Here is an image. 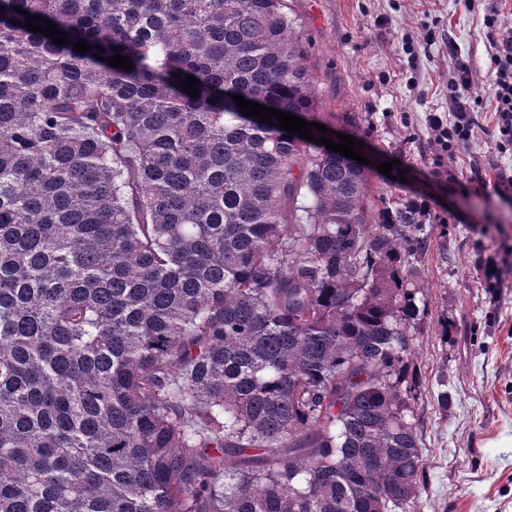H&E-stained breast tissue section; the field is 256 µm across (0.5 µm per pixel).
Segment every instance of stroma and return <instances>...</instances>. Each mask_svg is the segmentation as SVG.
I'll list each match as a JSON object with an SVG mask.
<instances>
[{"label":"stroma","mask_w":512,"mask_h":512,"mask_svg":"<svg viewBox=\"0 0 512 512\" xmlns=\"http://www.w3.org/2000/svg\"><path fill=\"white\" fill-rule=\"evenodd\" d=\"M300 23L327 126L356 132L369 158V202L426 201L430 248L421 258L425 314L415 335L410 402L422 440L418 512H512V272L487 279L490 261H512V149L496 147L489 80L499 13L512 0H287ZM467 65L477 125L438 167L427 116L452 119L448 82ZM399 160L405 181L379 172ZM447 407H440V393Z\"/></svg>","instance_id":"obj_1"}]
</instances>
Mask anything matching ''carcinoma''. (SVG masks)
I'll return each instance as SVG.
<instances>
[{
	"mask_svg": "<svg viewBox=\"0 0 512 512\" xmlns=\"http://www.w3.org/2000/svg\"><path fill=\"white\" fill-rule=\"evenodd\" d=\"M232 94L325 122L286 0H0V512H416L425 211Z\"/></svg>",
	"mask_w": 512,
	"mask_h": 512,
	"instance_id": "cac0c4a2",
	"label": "carcinoma"
}]
</instances>
